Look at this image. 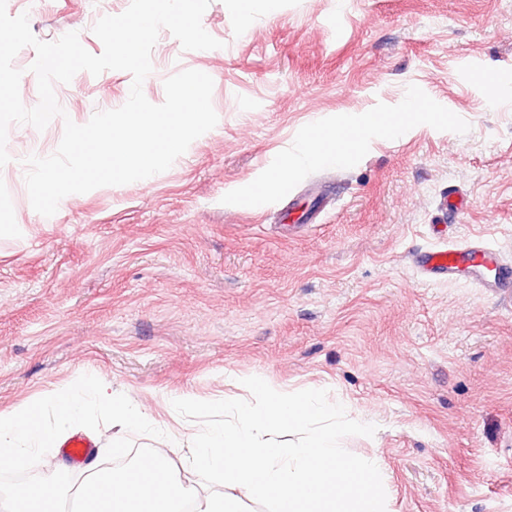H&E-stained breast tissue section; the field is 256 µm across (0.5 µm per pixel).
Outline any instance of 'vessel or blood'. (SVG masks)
Instances as JSON below:
<instances>
[{"label": "vessel or blood", "mask_w": 512, "mask_h": 512, "mask_svg": "<svg viewBox=\"0 0 512 512\" xmlns=\"http://www.w3.org/2000/svg\"><path fill=\"white\" fill-rule=\"evenodd\" d=\"M413 263L420 281L428 285L457 280L465 272L472 285L487 292L512 287V263L481 236L462 246L445 241L428 246L415 254ZM63 451L73 462L81 463L91 455L92 444L76 434L66 440Z\"/></svg>", "instance_id": "vessel-or-blood-1"}]
</instances>
